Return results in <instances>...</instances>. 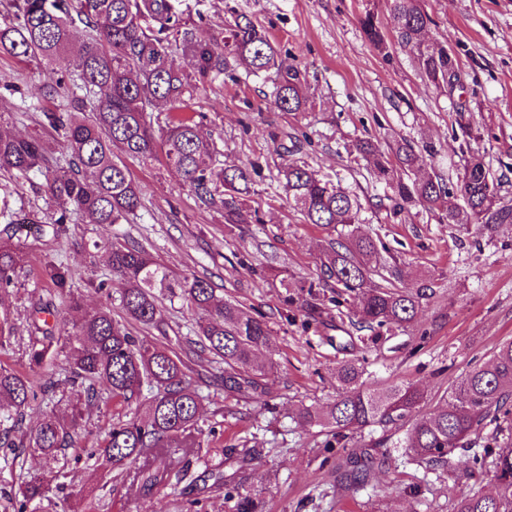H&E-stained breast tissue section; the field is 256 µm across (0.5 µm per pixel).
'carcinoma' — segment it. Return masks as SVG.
Listing matches in <instances>:
<instances>
[{"mask_svg":"<svg viewBox=\"0 0 512 512\" xmlns=\"http://www.w3.org/2000/svg\"><path fill=\"white\" fill-rule=\"evenodd\" d=\"M182 0H80L87 28L86 39L72 44V19L68 0H0L12 16L0 25V56L34 61L44 71V93L63 96L66 104L43 113L44 122L60 132L66 165L33 136L17 137L0 132V170L44 177V191L54 203L56 230L70 215L79 213L89 224H129L142 207L143 188L126 166L114 159L113 148L133 158H151L161 151L174 169L202 200L224 208V223H246L244 191L248 170L239 166L215 167L209 163L214 144L204 137L192 116L169 118L156 141L151 115L162 103L179 110L185 97L199 84L241 66L259 75L274 74V104L282 112H302L308 97L306 73L282 61L267 31L246 15H237L224 30L207 39L197 36L180 10ZM393 21L387 36L371 11L360 19L365 36L381 53L394 44L413 56L422 78L450 89L448 73L459 70L456 56L445 47L427 41L430 18L422 0H388ZM193 64V71L179 69L172 50ZM369 164V173L392 192L393 213L418 204L444 213L449 224L480 226L512 224V204L502 201L499 186L483 156L472 153L457 174L456 189L463 205L448 202L450 190L436 172L432 155L415 151L408 143L388 149L370 141L356 144ZM412 174L395 179L396 168ZM283 187L305 223L323 228L360 223L357 197L340 185L323 179L308 164H292L282 170ZM22 217L4 227L0 242V347L14 335V310L6 303L9 286L18 266V246L11 239L24 224ZM376 243L349 233L332 242L320 257V270L336 285L354 294V316L365 327L414 321L423 291H411L393 282L375 283L370 277ZM112 273L119 278L120 309L126 323L118 322L112 309L102 306L86 311L71 323L66 338L56 335V301L71 294L74 272L63 263L47 262L41 276L49 285L46 296L32 304L29 323L34 336L29 345V368L41 366L64 354L72 385L68 405L70 419L49 416L31 428L22 427L25 408L37 398L30 375L0 364V447L10 449L13 459L26 453L40 456L61 476L81 457L66 450L75 447L74 429L85 410L99 404L102 393L129 404L143 387L155 391L146 418L110 425L97 461L114 478L135 462L147 448H189L193 432L200 431V394L192 386L190 362L209 353L224 361V389L248 398L263 389L271 367L255 363V349L271 342L267 324L247 315L237 304L216 294L210 281L200 278L172 280L165 268L142 246L113 243L106 248ZM179 292L196 318L199 340L186 357L144 336L131 334L128 325L162 330L164 311L155 289ZM339 395L325 409L305 407L300 418L338 435L366 427H397L409 424L405 443L417 462L446 463L463 448L485 421L503 420L512 428L508 408L512 401V341L499 346L493 359L475 366L456 379L443 396L438 410L420 411L423 395L415 382L382 388L366 385L362 371L352 361L336 372ZM380 439L348 454L336 470L346 486L368 482L372 470L385 457L372 453ZM493 490L474 492L457 501L455 512H512V442L500 449L494 462ZM167 471L142 467L138 492L150 495L167 485ZM17 512L29 505L39 508L45 497V477L28 475L18 486Z\"/></svg>","mask_w":512,"mask_h":512,"instance_id":"carcinoma-1","label":"carcinoma"}]
</instances>
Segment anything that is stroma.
Wrapping results in <instances>:
<instances>
[{
    "label": "stroma",
    "mask_w": 512,
    "mask_h": 512,
    "mask_svg": "<svg viewBox=\"0 0 512 512\" xmlns=\"http://www.w3.org/2000/svg\"><path fill=\"white\" fill-rule=\"evenodd\" d=\"M423 7L431 19L429 41L459 61L458 88L426 84L408 53L393 47L382 54L369 43L359 18L373 11L383 30H391L386 0H183L184 16L200 37L243 13L265 28L286 63L306 72L303 112L278 111L269 83L241 69L195 89L184 104V113L201 118L217 163L251 169L248 198L256 222L225 223L220 206L203 204L156 156L127 162L144 188L134 223L87 224L76 215L57 233L42 177L0 172V195L36 219L21 247L11 298L15 335L0 349L1 362L28 366L27 311L46 289V262L74 269L72 289L86 309L118 307V299L97 289L103 281L119 285L102 251L117 242L143 245L171 278L210 280L272 333L271 345L258 353L259 361L272 365L262 392L244 400L226 391L220 362L199 364L194 381L206 431L202 448L187 451L190 474L201 478L221 469L231 493L201 492L174 477L163 492L143 496L133 484L136 467L113 482L86 458L64 477H47L41 512H236L245 495L257 496L262 512H453L458 497L491 489V462L508 438L497 422H485L450 462L418 466L399 446L405 428L334 436L299 417L302 407L334 402L336 371L347 360L374 387L416 382L424 394L422 411L436 410L453 381L512 340V224L481 234L441 222L419 206L393 214L383 185L355 150L361 139L384 145L407 140L434 153L451 186L475 150L498 179L501 196L512 200V0H423ZM43 83L37 63L0 57V129L39 136L56 152L60 138L42 114L57 103L43 96ZM462 101L463 112L457 109ZM296 161L341 181L359 198L358 230L378 246L371 264L376 281L425 286L413 323L361 326L353 297L321 277L319 258L340 234L305 223L294 209L280 172ZM160 300L165 325L159 340L184 352L197 339L194 318L182 299L164 293ZM65 376L61 358L38 370L37 379L53 390L25 409V426L50 414L69 416ZM151 396L147 390L130 407L92 408L76 429L79 446L100 448L111 421L134 410L145 413ZM383 435L390 465L376 469L365 486L337 483L340 460ZM248 449L257 460L244 459Z\"/></svg>",
    "instance_id": "35a3bbf8"
}]
</instances>
